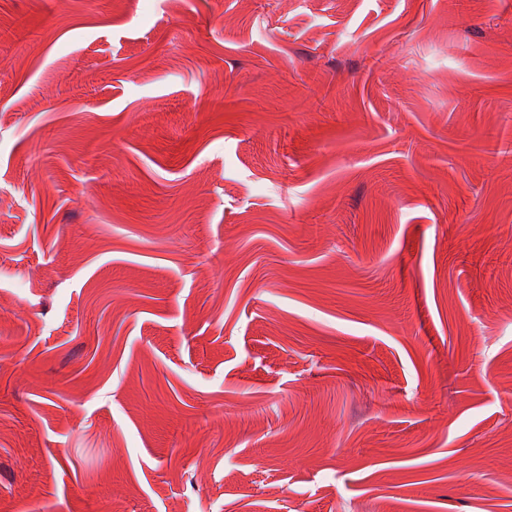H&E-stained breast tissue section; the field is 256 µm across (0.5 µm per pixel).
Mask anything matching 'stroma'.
<instances>
[{
  "label": "stroma",
  "instance_id": "35a3bbf8",
  "mask_svg": "<svg viewBox=\"0 0 512 512\" xmlns=\"http://www.w3.org/2000/svg\"><path fill=\"white\" fill-rule=\"evenodd\" d=\"M0 512H512V0H0Z\"/></svg>",
  "mask_w": 512,
  "mask_h": 512
}]
</instances>
